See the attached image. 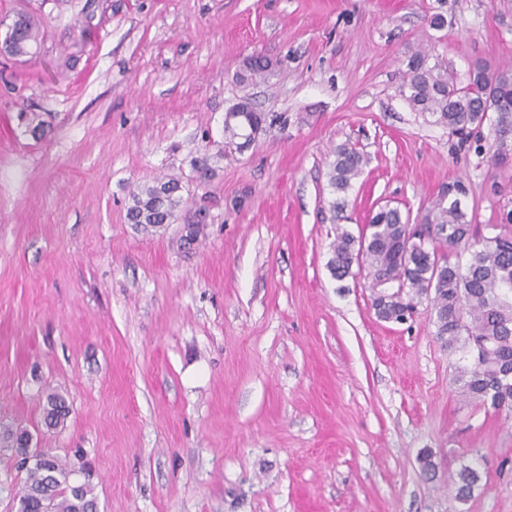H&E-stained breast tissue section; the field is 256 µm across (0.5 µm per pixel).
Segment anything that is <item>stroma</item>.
Returning <instances> with one entry per match:
<instances>
[{
    "label": "stroma",
    "mask_w": 512,
    "mask_h": 512,
    "mask_svg": "<svg viewBox=\"0 0 512 512\" xmlns=\"http://www.w3.org/2000/svg\"><path fill=\"white\" fill-rule=\"evenodd\" d=\"M16 10L46 38L0 69V425L82 450L99 512H512V418L462 400L470 357L435 338L429 303L381 321L364 271L329 268L336 226L448 183L483 234L512 211L487 139L400 93L418 51L460 86L512 69V0H0ZM254 55L272 67L240 83ZM245 98L266 130L221 153ZM345 142L368 163L335 212ZM171 176L175 220L130 224L133 193ZM49 391L71 409L55 428ZM464 465L481 480L462 501Z\"/></svg>",
    "instance_id": "obj_1"
}]
</instances>
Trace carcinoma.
Returning a JSON list of instances; mask_svg holds the SVG:
<instances>
[{
  "mask_svg": "<svg viewBox=\"0 0 512 512\" xmlns=\"http://www.w3.org/2000/svg\"><path fill=\"white\" fill-rule=\"evenodd\" d=\"M0 22L8 27L9 37L0 49L9 58L21 60L37 53L44 35L40 16L16 12ZM268 67L267 59L258 56L239 78L252 81ZM402 93L415 111L435 118L463 141L489 125L492 160L500 166L512 162V141L502 138L512 134L511 69L490 73L477 67L468 83L459 87L416 53L408 60ZM266 122L262 112L227 111L225 146L243 151L244 136L265 130ZM367 162L366 155L350 144L336 148L330 172L332 208H344ZM464 193L460 182L445 185L414 218L388 204L379 207L359 235L346 229L337 232L329 266L338 279L355 265L367 270L372 308L383 321L400 323L428 301L436 339L451 353L466 350L473 356L472 364L457 376L464 402L488 403L511 413L512 211L498 233L483 236L460 205ZM181 203L180 180H160L132 196L127 219L147 232L173 219ZM43 412L45 424L56 426L69 414V405L61 394L49 392ZM0 438L11 442L19 467L26 471L17 493L18 512H98L90 479L75 480L82 467L49 449L41 457L33 454L24 431L5 429ZM457 478L456 497L461 500L470 497L480 481L478 470L469 466L461 467Z\"/></svg>",
  "mask_w": 512,
  "mask_h": 512,
  "instance_id": "carcinoma-1",
  "label": "carcinoma"
}]
</instances>
